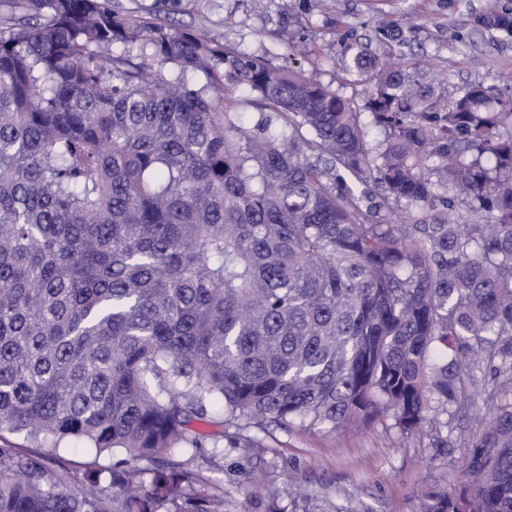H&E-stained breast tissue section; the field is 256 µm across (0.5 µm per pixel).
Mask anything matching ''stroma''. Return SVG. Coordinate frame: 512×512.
Segmentation results:
<instances>
[{
	"mask_svg": "<svg viewBox=\"0 0 512 512\" xmlns=\"http://www.w3.org/2000/svg\"><path fill=\"white\" fill-rule=\"evenodd\" d=\"M112 6L139 21L192 27L276 67L296 65L357 100L368 88L347 73L341 42L376 44L382 25L402 30L409 65L442 96L455 98L472 85L499 89L500 74L512 71V38L475 23L481 14L512 8V0H112ZM290 15L307 43L306 53L293 58L274 37ZM191 428L202 454L213 457L217 468L209 476L226 496L250 506L273 484L285 493L284 512H413L418 494L456 483L475 432L466 413L444 429V445L427 433L400 434L389 420L338 431L297 423L247 454L219 440L214 422Z\"/></svg>",
	"mask_w": 512,
	"mask_h": 512,
	"instance_id": "obj_1",
	"label": "stroma"
}]
</instances>
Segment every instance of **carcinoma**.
Returning <instances> with one entry per match:
<instances>
[{
  "instance_id": "carcinoma-1",
  "label": "carcinoma",
  "mask_w": 512,
  "mask_h": 512,
  "mask_svg": "<svg viewBox=\"0 0 512 512\" xmlns=\"http://www.w3.org/2000/svg\"><path fill=\"white\" fill-rule=\"evenodd\" d=\"M109 2L0 17V430L35 443L0 448V512H250L192 422L417 435L478 392L467 469L414 512H512V95L354 42L360 104ZM67 441L126 464L49 472Z\"/></svg>"
}]
</instances>
